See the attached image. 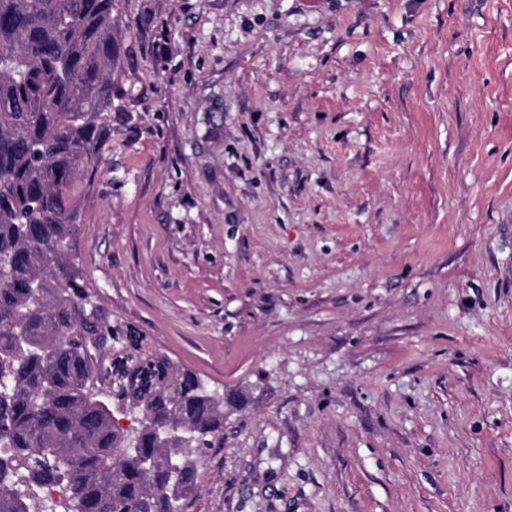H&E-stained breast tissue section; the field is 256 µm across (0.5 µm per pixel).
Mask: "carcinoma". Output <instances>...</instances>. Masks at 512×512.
<instances>
[{
	"label": "carcinoma",
	"mask_w": 512,
	"mask_h": 512,
	"mask_svg": "<svg viewBox=\"0 0 512 512\" xmlns=\"http://www.w3.org/2000/svg\"><path fill=\"white\" fill-rule=\"evenodd\" d=\"M112 0H0V512H183L224 401L112 319L77 255L112 131Z\"/></svg>",
	"instance_id": "cac0c4a2"
}]
</instances>
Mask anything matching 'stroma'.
Masks as SVG:
<instances>
[{"mask_svg":"<svg viewBox=\"0 0 512 512\" xmlns=\"http://www.w3.org/2000/svg\"><path fill=\"white\" fill-rule=\"evenodd\" d=\"M78 257L221 393L184 512H512V0H112Z\"/></svg>","mask_w":512,"mask_h":512,"instance_id":"stroma-1","label":"stroma"}]
</instances>
